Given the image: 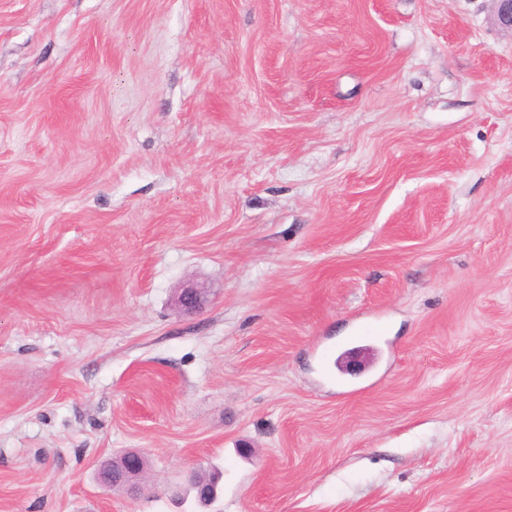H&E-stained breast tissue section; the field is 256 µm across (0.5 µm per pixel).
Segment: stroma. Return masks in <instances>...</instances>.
Wrapping results in <instances>:
<instances>
[{
  "instance_id": "obj_1",
  "label": "stroma",
  "mask_w": 512,
  "mask_h": 512,
  "mask_svg": "<svg viewBox=\"0 0 512 512\" xmlns=\"http://www.w3.org/2000/svg\"><path fill=\"white\" fill-rule=\"evenodd\" d=\"M493 9L0 0V512H512ZM143 455L137 451H129L123 454L120 464L115 465L108 472L102 473L98 467V482L105 488L128 487V493L138 494L143 492V477L145 470L143 468ZM112 483V484H111Z\"/></svg>"
}]
</instances>
